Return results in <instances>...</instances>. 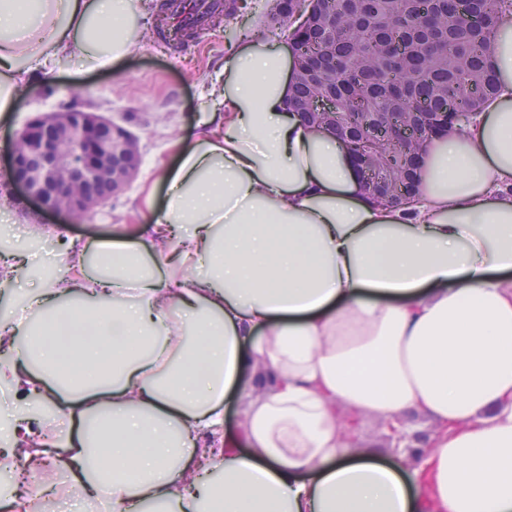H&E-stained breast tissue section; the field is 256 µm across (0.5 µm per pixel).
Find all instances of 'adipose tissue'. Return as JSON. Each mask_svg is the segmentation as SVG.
Returning <instances> with one entry per match:
<instances>
[{"mask_svg":"<svg viewBox=\"0 0 512 512\" xmlns=\"http://www.w3.org/2000/svg\"><path fill=\"white\" fill-rule=\"evenodd\" d=\"M152 21L144 0H0V121L64 59L121 71ZM488 48L496 97L426 141L400 207L289 104L287 43L231 51L136 231L70 239L0 315V393L67 425L14 413L0 470L44 496L67 456L86 502L121 475L112 512H512V14ZM410 410L437 430L410 474L345 446L341 412Z\"/></svg>","mask_w":512,"mask_h":512,"instance_id":"1","label":"adipose tissue"}]
</instances>
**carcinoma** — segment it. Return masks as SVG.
<instances>
[{"mask_svg":"<svg viewBox=\"0 0 512 512\" xmlns=\"http://www.w3.org/2000/svg\"><path fill=\"white\" fill-rule=\"evenodd\" d=\"M508 0H315L318 25L306 40L288 32L301 57L327 60L315 78L292 85L290 103L308 112V101L336 95L343 102L331 123L352 129L365 115L382 124H420L424 112L481 111L497 93L487 45ZM237 0L218 6L201 24L219 29L237 18ZM367 167L397 176L404 147L391 140L367 150Z\"/></svg>","mask_w":512,"mask_h":512,"instance_id":"obj_1","label":"carcinoma"}]
</instances>
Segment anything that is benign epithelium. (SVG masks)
I'll return each mask as SVG.
<instances>
[{
    "instance_id": "benign-epithelium-1",
    "label": "benign epithelium",
    "mask_w": 512,
    "mask_h": 512,
    "mask_svg": "<svg viewBox=\"0 0 512 512\" xmlns=\"http://www.w3.org/2000/svg\"><path fill=\"white\" fill-rule=\"evenodd\" d=\"M391 135L417 149L405 153V167L417 166L426 137L399 127ZM366 191L375 199L408 203L413 193L397 199L384 193L377 178L364 170V155L351 150ZM141 154L135 134L123 123L99 112L67 106L60 112L37 115L16 133L12 148V178L43 208L83 221L105 207L135 178ZM390 448H407L419 456L426 452L429 435L400 433L385 425Z\"/></svg>"
}]
</instances>
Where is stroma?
<instances>
[{
    "mask_svg": "<svg viewBox=\"0 0 512 512\" xmlns=\"http://www.w3.org/2000/svg\"><path fill=\"white\" fill-rule=\"evenodd\" d=\"M270 5V0H247L243 19L232 21L229 30L200 31L195 40L179 49L160 37L146 38L118 73H83L75 61H62L54 81L35 85L18 98L10 123L0 124V171L8 165L16 131L33 115L56 111L65 103L127 119L139 138L142 156L136 178L89 222L47 213L26 200L8 180L0 179V199L9 202L17 218L15 245L28 252L31 266L46 265L51 252L60 250L63 238L79 236L91 242L118 231L133 232V214L157 164L172 161L177 141L189 137L203 113L209 111L210 83L224 66L228 46L241 45L248 36H280ZM35 226L59 227V236L35 241L31 235ZM381 433L380 419L366 413L347 444L354 453L411 468L409 454L388 448Z\"/></svg>",
    "mask_w": 512,
    "mask_h": 512,
    "instance_id": "1",
    "label": "stroma"
}]
</instances>
